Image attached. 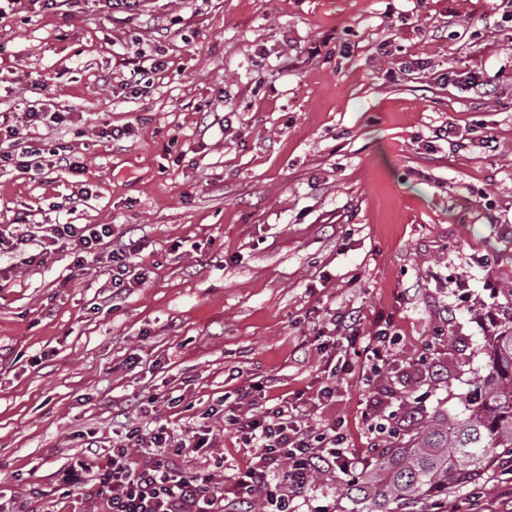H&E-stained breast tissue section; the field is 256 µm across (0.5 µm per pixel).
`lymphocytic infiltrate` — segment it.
Wrapping results in <instances>:
<instances>
[{
  "instance_id": "obj_1",
  "label": "lymphocytic infiltrate",
  "mask_w": 512,
  "mask_h": 512,
  "mask_svg": "<svg viewBox=\"0 0 512 512\" xmlns=\"http://www.w3.org/2000/svg\"><path fill=\"white\" fill-rule=\"evenodd\" d=\"M34 92L35 99L25 108L26 125L5 130L6 139L17 143L20 150H0V169L60 167L83 174L84 162L66 145L49 149L32 137V128L66 120L64 111H47L43 101L46 85L35 84ZM15 222L23 231L11 238L0 236V260L32 243L42 264L62 252L79 266L109 261L113 287L135 288L146 280L144 269L133 262L139 250L137 241L107 249L106 241L113 235L111 225L49 224L37 235L29 229L28 213H19ZM392 328L389 320L375 322L365 357L367 375L379 376L395 360ZM230 422L237 439L254 454L245 468L232 473L228 488L212 474L187 473L176 463L183 452L205 454L215 448L217 436L212 429L188 426L177 434L159 419L148 428L120 425L105 463L94 474L100 512H252L258 500L264 505L262 512H289L295 500L311 489L314 474L347 470L357 464L349 455L342 424H314L292 400L279 399L257 413L231 414Z\"/></svg>"
}]
</instances>
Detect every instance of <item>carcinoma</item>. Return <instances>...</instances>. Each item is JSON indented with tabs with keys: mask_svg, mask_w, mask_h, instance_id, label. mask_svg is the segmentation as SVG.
<instances>
[{
	"mask_svg": "<svg viewBox=\"0 0 512 512\" xmlns=\"http://www.w3.org/2000/svg\"><path fill=\"white\" fill-rule=\"evenodd\" d=\"M488 372L466 400L463 417L404 412L371 470L349 488L366 512H417L457 490L485 484L512 463V320L487 343Z\"/></svg>",
	"mask_w": 512,
	"mask_h": 512,
	"instance_id": "cac0c4a2",
	"label": "carcinoma"
}]
</instances>
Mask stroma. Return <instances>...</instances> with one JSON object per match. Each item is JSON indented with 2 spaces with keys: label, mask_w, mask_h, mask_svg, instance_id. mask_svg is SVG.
<instances>
[{
  "label": "stroma",
  "mask_w": 512,
  "mask_h": 512,
  "mask_svg": "<svg viewBox=\"0 0 512 512\" xmlns=\"http://www.w3.org/2000/svg\"><path fill=\"white\" fill-rule=\"evenodd\" d=\"M512 0H103L0 20V124L23 123L32 85L70 112L47 146L82 155L0 172V231L17 212L110 224L138 240L147 280L113 298L109 264H0V504L92 512L93 484L63 474L82 434L112 444V420L146 425L137 398L182 429L204 417L219 446L180 457L215 477L244 465L221 402L259 382L266 399L337 388L322 421H343L365 464L366 415L412 406L459 416L487 373L488 309L512 280ZM391 41L392 60L377 53ZM162 58L148 93L123 85L138 51ZM126 128L102 138L104 122ZM471 125L496 149L425 146ZM381 313L400 355L373 384L328 376L356 362L331 310ZM350 473L319 480L311 505L357 512Z\"/></svg>",
  "instance_id": "35a3bbf8"
}]
</instances>
